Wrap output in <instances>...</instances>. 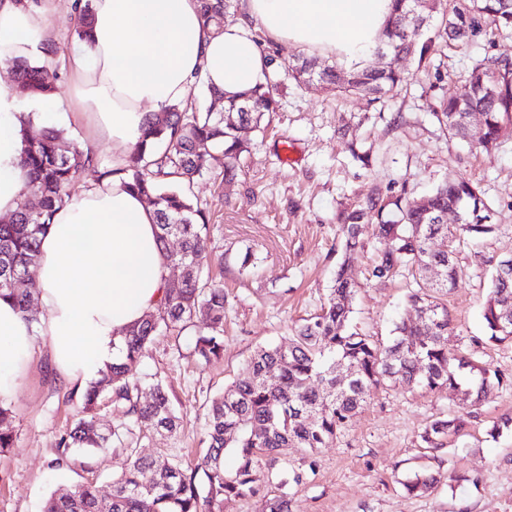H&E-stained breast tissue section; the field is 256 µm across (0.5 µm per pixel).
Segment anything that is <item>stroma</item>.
Returning <instances> with one entry per match:
<instances>
[{
  "label": "stroma",
  "instance_id": "obj_1",
  "mask_svg": "<svg viewBox=\"0 0 512 512\" xmlns=\"http://www.w3.org/2000/svg\"><path fill=\"white\" fill-rule=\"evenodd\" d=\"M486 55L512 58V34L449 46L429 71L416 59L405 60L403 87L371 106L284 80L277 91L281 109L273 117L277 136L243 131L250 151L241 159L238 181L224 186L219 154L193 186L210 213L213 252L224 259L223 357L204 364L193 356L192 325L179 334L161 332L143 357L146 383L159 380L168 388L183 427L171 434L135 428L120 444L71 454L67 466L54 467L57 439L79 417L81 402L76 389L57 379L44 346H36L9 404L17 437L0 454V512H41L51 492L74 483H93L109 496L130 448L144 456L195 458L206 397L247 376L256 348L286 341L295 323L319 310L342 257L340 216L372 191L415 198L443 178L462 177L479 184L493 205L497 233L459 246L460 279L441 298L451 318L449 349L468 351L472 337L485 331L494 265L512 254V127L489 158L443 133L432 111L439 97L454 93L473 60ZM287 145L295 154L290 163L283 158ZM356 149L370 150V165L353 157ZM362 241L350 259L358 283L352 323L385 341L405 314L410 280L372 278L370 266L382 245L369 227ZM248 252L255 265L244 270L240 263ZM461 409L445 391L380 387L332 445L312 456L315 475L294 483L293 471L311 456L289 450L275 468H258L256 495L225 502L223 512H266L273 497L286 498L289 512H512V431L494 440L486 435L493 421L512 415V387L472 408L467 432L444 447L422 442L433 421ZM418 473L437 481L428 492L408 495L402 483Z\"/></svg>",
  "mask_w": 512,
  "mask_h": 512
}]
</instances>
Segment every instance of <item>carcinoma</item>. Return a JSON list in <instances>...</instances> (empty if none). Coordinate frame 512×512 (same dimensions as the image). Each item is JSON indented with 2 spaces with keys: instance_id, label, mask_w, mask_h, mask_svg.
Returning a JSON list of instances; mask_svg holds the SVG:
<instances>
[{
  "instance_id": "cac0c4a2",
  "label": "carcinoma",
  "mask_w": 512,
  "mask_h": 512,
  "mask_svg": "<svg viewBox=\"0 0 512 512\" xmlns=\"http://www.w3.org/2000/svg\"><path fill=\"white\" fill-rule=\"evenodd\" d=\"M205 24L223 32L234 16L232 0H198ZM512 30V0H394L393 14L379 47L390 52L381 68L355 67L346 71L314 56L297 55L276 65L267 57L265 80L227 100L224 111L206 108L192 94L185 103L168 107L147 121L123 172L129 186L151 199L156 210L159 242L168 265L185 272L176 289H168L157 308L146 314L118 341L119 354L82 394V416L58 441L66 463L72 448H102L121 441L127 423L109 432L97 423L95 409L105 389L123 416L147 430L177 431L168 391L157 381L151 397L141 399L139 364L144 350L161 328L181 331L202 319L193 353L201 361L219 359L224 352V285L210 275V224L207 211L194 201V181L207 173L214 152L224 155V182L237 179L240 158L249 151L240 136L244 128L267 129L264 120L279 111L274 91L287 76L297 84L319 85L324 91L355 96L373 104L396 91L404 80L400 63L408 56L428 70L452 43H475L491 30ZM11 90L23 97L53 91L50 68L26 61H8ZM483 120V135L469 141L470 119ZM440 128L452 138L490 156L512 126V59L485 56L474 62L457 92L443 97L433 112ZM21 165L27 188L37 205L25 200L17 212L0 221V299L13 302L28 320L36 319L31 296L13 284L21 274L33 276L40 235L55 209L72 195L77 176L90 170L95 179L112 176L91 150L66 146L65 131L56 128L23 129ZM449 211L462 216L461 224L439 221ZM494 210L480 187L463 178H448L432 193L407 199L372 193L341 216L345 251L361 247L363 223L377 221L383 251L371 276L384 279L404 268L416 287L407 307L411 315L396 324L394 336L380 342L351 324L355 286L349 259L340 264L327 303L292 330L288 342L260 347L249 359V375L224 386L206 401L203 451L182 464L146 457L128 449L125 471L112 478V493L103 498L90 484L76 483L45 500L42 512H222L224 501L257 493L260 458L278 461L290 448L314 452L328 448L337 432L363 408L372 389L389 381L401 386L443 389L462 405L482 404L512 381L464 352L448 350L451 319L440 297L455 287L460 274L456 245L477 243L493 234ZM451 238L450 249L434 250V239ZM176 238L180 247L168 249ZM485 336L472 344L512 341V258L499 260L483 311ZM467 413L439 419L421 435L430 448L464 433ZM15 434L9 409L0 406V452L13 447ZM236 457L225 468L224 457ZM432 474L403 482L410 495L433 487Z\"/></svg>"
}]
</instances>
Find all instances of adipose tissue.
I'll return each mask as SVG.
<instances>
[{"label": "adipose tissue", "instance_id": "ef3b65f1", "mask_svg": "<svg viewBox=\"0 0 512 512\" xmlns=\"http://www.w3.org/2000/svg\"><path fill=\"white\" fill-rule=\"evenodd\" d=\"M54 0H0V62L44 63ZM84 40L63 60L71 93L20 97L0 82V216L25 189L23 128L56 114L84 144L112 148V178L76 191L41 237L34 278L39 318L0 299V402H11L43 343L57 376L80 388L116 357L123 332L165 295L169 269L153 206L120 173L152 113L184 102L195 81L239 94L263 79L259 37L350 66L379 43L392 0H242L223 33L206 28L197 0H90Z\"/></svg>", "mask_w": 512, "mask_h": 512}]
</instances>
